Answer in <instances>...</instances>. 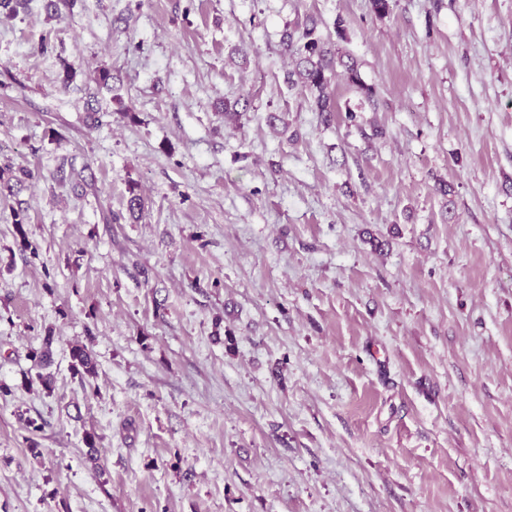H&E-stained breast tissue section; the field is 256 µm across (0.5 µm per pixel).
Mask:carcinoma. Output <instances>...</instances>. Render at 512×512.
<instances>
[{
  "label": "carcinoma",
  "instance_id": "cac0c4a2",
  "mask_svg": "<svg viewBox=\"0 0 512 512\" xmlns=\"http://www.w3.org/2000/svg\"><path fill=\"white\" fill-rule=\"evenodd\" d=\"M315 31V21L308 18L302 32L295 29L285 32L283 44L285 51L297 58V70L292 72L296 76V82L311 92L318 111L330 112L332 108L329 88L334 75L331 50L315 35ZM72 358L75 374L82 377L95 374L94 361L84 348H73Z\"/></svg>",
  "mask_w": 512,
  "mask_h": 512
}]
</instances>
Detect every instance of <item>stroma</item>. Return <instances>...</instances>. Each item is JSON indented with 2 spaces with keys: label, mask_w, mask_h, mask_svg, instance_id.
Masks as SVG:
<instances>
[{
  "label": "stroma",
  "mask_w": 512,
  "mask_h": 512,
  "mask_svg": "<svg viewBox=\"0 0 512 512\" xmlns=\"http://www.w3.org/2000/svg\"><path fill=\"white\" fill-rule=\"evenodd\" d=\"M1 163L0 512H512V0H24ZM298 30H286L283 38L285 51L297 58V70L290 74V77H297L296 81L289 80L300 83L311 92L319 112H333L329 91L334 75L329 57L331 50L315 35L316 23L313 19H306L301 33Z\"/></svg>",
  "instance_id": "obj_1"
}]
</instances>
